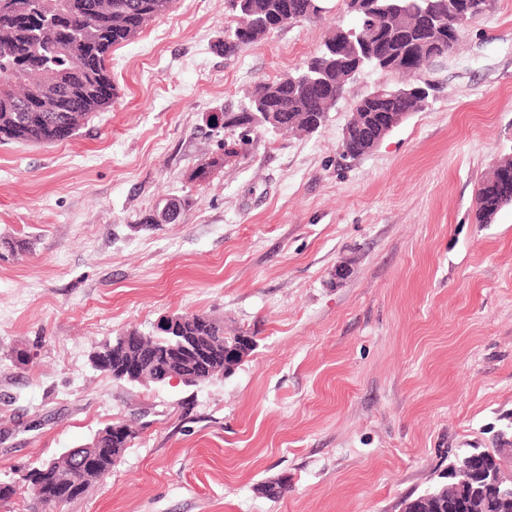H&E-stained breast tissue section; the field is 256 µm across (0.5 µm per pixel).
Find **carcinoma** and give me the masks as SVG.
Wrapping results in <instances>:
<instances>
[{
  "instance_id": "obj_1",
  "label": "carcinoma",
  "mask_w": 512,
  "mask_h": 512,
  "mask_svg": "<svg viewBox=\"0 0 512 512\" xmlns=\"http://www.w3.org/2000/svg\"><path fill=\"white\" fill-rule=\"evenodd\" d=\"M233 24L230 39L223 44L230 60L252 45L270 37L283 20L311 21L307 0H225ZM173 0H0V79L7 89L0 98V143H62L72 139L91 115L110 107L117 98L108 61L112 47L132 39L129 29L141 30L149 21L169 11ZM368 24L387 28L399 15L411 25L405 34V50L418 55L408 67L395 72L413 74L431 61L443 58L459 43L463 24L448 17V0H369ZM346 61L323 44L303 67L271 82L254 86L234 110L222 112L224 139L243 147L251 138L240 136L245 128L272 133H313L323 126L329 112L347 92L343 69ZM405 86L388 88L379 97L367 95L354 105L345 133L357 142L359 130L369 126L374 112H421L427 101L401 95ZM57 95L58 105L42 110L38 98ZM189 332L224 344V324L207 314L178 317ZM111 444L126 448L135 431L118 424ZM509 467L512 461L485 452L477 460L473 482L458 492L448 482L433 490L403 499L408 512H512V503L499 501L490 507H471L470 491L478 485L479 473L488 468ZM29 482L38 505L58 502L61 474L31 470Z\"/></svg>"
}]
</instances>
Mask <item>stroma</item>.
<instances>
[{
  "instance_id": "1",
  "label": "stroma",
  "mask_w": 512,
  "mask_h": 512,
  "mask_svg": "<svg viewBox=\"0 0 512 512\" xmlns=\"http://www.w3.org/2000/svg\"><path fill=\"white\" fill-rule=\"evenodd\" d=\"M328 8L228 60L224 0H174L113 47L118 97L74 139L0 144V242L30 243L0 260V512L121 422L137 435L112 470L47 512H400L458 449L512 448V204L475 221L479 181L512 156V0L466 22L421 73L428 107L362 158L338 156L354 103L402 74L361 70L317 132H258L194 177L219 152L210 114L356 20ZM168 198L189 205L149 223ZM194 313L253 336L231 375L94 367L121 332Z\"/></svg>"
}]
</instances>
